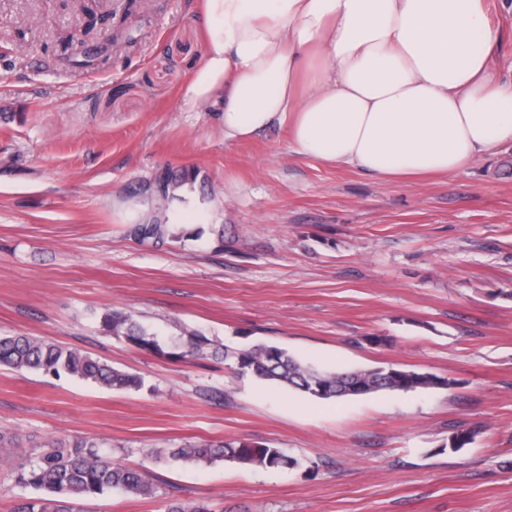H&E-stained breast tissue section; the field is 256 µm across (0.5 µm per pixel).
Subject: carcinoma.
Returning <instances> with one entry per match:
<instances>
[{
  "label": "carcinoma",
  "instance_id": "carcinoma-1",
  "mask_svg": "<svg viewBox=\"0 0 512 512\" xmlns=\"http://www.w3.org/2000/svg\"><path fill=\"white\" fill-rule=\"evenodd\" d=\"M196 175L185 170L179 175L165 172L160 192L154 194L158 204L150 217L133 225L132 235L142 241H180L193 236L181 224L171 222L170 204L187 202L182 188ZM101 323L110 335L152 354L177 359L229 361L241 376H251L277 387L294 390L314 399H342L377 392H409L435 387L449 388L455 382L430 373L399 367L392 372L373 369L347 371L321 370L290 355L287 350L268 343H255L242 348H229L199 331L183 329L182 344H172L159 332L140 323L131 314L109 309L101 315ZM0 366L17 372L69 376L91 381L112 390H138L141 377L116 369L87 353L63 347L36 336L23 334L0 336ZM476 431L460 423L448 437V447L459 450L472 443ZM157 458L174 466L212 465L232 461L259 468H294L298 460L282 448L250 442L186 445L161 450ZM16 483L41 493L26 499L16 512H78L79 501L107 493L156 498L160 487L144 472L112 462L104 442L97 438H80L71 442L48 440L39 451L11 464ZM165 512H216L204 502L170 500Z\"/></svg>",
  "mask_w": 512,
  "mask_h": 512
}]
</instances>
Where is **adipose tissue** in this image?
Listing matches in <instances>:
<instances>
[{"instance_id":"1","label":"adipose tissue","mask_w":512,"mask_h":512,"mask_svg":"<svg viewBox=\"0 0 512 512\" xmlns=\"http://www.w3.org/2000/svg\"><path fill=\"white\" fill-rule=\"evenodd\" d=\"M184 96L224 139L286 130L292 151L378 179L443 175L512 143V82L481 0H204Z\"/></svg>"}]
</instances>
